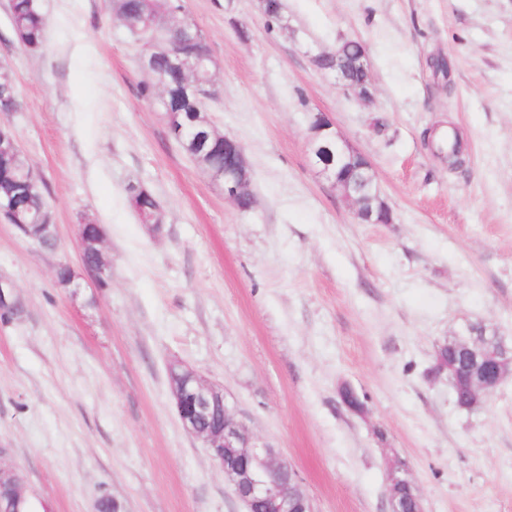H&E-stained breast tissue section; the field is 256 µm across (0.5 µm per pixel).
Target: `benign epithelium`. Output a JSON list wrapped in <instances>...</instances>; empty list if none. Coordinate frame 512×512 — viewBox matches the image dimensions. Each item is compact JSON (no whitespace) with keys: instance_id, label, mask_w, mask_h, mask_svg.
<instances>
[{"instance_id":"7a95c632","label":"benign epithelium","mask_w":512,"mask_h":512,"mask_svg":"<svg viewBox=\"0 0 512 512\" xmlns=\"http://www.w3.org/2000/svg\"><path fill=\"white\" fill-rule=\"evenodd\" d=\"M171 24L165 22L160 12L150 16L144 31H154L155 39L145 42L147 51L143 65H148L152 52L158 44L168 47V76L161 78V96H166L169 80H174L191 89L197 96L209 100L213 97L210 76L211 57L207 53H196L181 45L174 46L164 40L165 29ZM358 68L364 72L359 83L347 81L344 73L336 72L338 86L362 100L372 97L370 64L366 51L357 58ZM312 157L320 173L332 182L342 193L344 200L352 207L360 224H391V208L379 197L368 201L362 195L363 175L374 173L369 158L355 149L336 130L330 119L317 112L311 121ZM212 150L224 154V164L209 170L211 177L224 185V196L238 205L246 198L253 197L252 174L245 158L243 145L230 137L213 134ZM20 153L18 141L10 128L0 125V171L20 174V179L30 185L40 183L34 168L20 170L14 161ZM0 219L15 226L17 231L35 241H40L49 217L25 212L11 201L0 204ZM102 229L98 224H82L79 229L82 250H87L101 239ZM92 283L107 284L111 277L110 267L99 263L85 268ZM18 306L12 285L0 281V311H9ZM469 359L463 365L474 363L475 386L470 389L472 406L481 403L482 398L494 391L503 381L507 366L512 365V355H505L497 349L485 348L479 351L466 349ZM178 384L171 387L175 406L185 431L201 440L208 449L213 462L224 473L234 495L244 504L246 512H314L312 502L305 493L296 492L299 484L296 472L274 448L258 444L244 427L224 409V419L219 424H210L216 401H225L221 386L206 382L195 370L180 362L169 365ZM387 487L390 492L392 512H404L400 493H406L417 505L422 506L421 496L412 482L406 462L394 459L387 468ZM34 496L27 480L15 487L12 501L6 506L8 512H29Z\"/></svg>"}]
</instances>
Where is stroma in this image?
I'll return each mask as SVG.
<instances>
[{
  "mask_svg": "<svg viewBox=\"0 0 512 512\" xmlns=\"http://www.w3.org/2000/svg\"><path fill=\"white\" fill-rule=\"evenodd\" d=\"M283 3L278 23L261 0H184L214 62L208 116L251 168L243 211L146 96V48L111 0H41L39 49L0 0V67L21 101L0 124L56 227L46 251L0 222V278L23 306L0 322V462L25 472L38 512H97L106 496L123 512H244L179 421L174 361L223 386L315 512H390L395 457L424 512H512V373L468 410L431 371L471 324L512 348V0ZM344 39L366 49L370 100L313 63ZM315 112L370 158L393 223H358L314 165ZM448 127L463 141L453 167L429 143ZM132 185L159 202L160 229L138 219ZM84 222L104 232L102 288L82 265ZM62 262L79 289L58 285Z\"/></svg>",
  "mask_w": 512,
  "mask_h": 512,
  "instance_id": "1",
  "label": "stroma"
}]
</instances>
